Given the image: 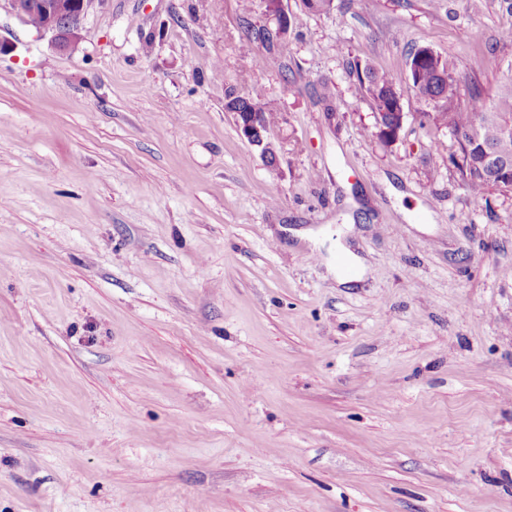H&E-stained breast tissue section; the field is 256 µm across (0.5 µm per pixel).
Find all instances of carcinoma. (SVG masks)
Here are the masks:
<instances>
[{
	"label": "carcinoma",
	"instance_id": "carcinoma-1",
	"mask_svg": "<svg viewBox=\"0 0 512 512\" xmlns=\"http://www.w3.org/2000/svg\"><path fill=\"white\" fill-rule=\"evenodd\" d=\"M358 78L365 84L366 92L377 111L384 113V122L394 123V109L390 104V95L395 90L393 79L380 73L370 65L356 67ZM422 87L430 91L442 106L429 114L434 124L453 130L478 129L477 142L462 146L470 156L471 162L465 172L466 185L475 196H481L494 185L482 164L483 149L507 151L512 154V78L499 84L490 99H485L482 90L474 85L471 89L470 103L466 107L459 105L461 75L457 67L440 55L419 73ZM224 110L227 112H262L266 120L270 113L249 98L235 94L230 90L225 96Z\"/></svg>",
	"mask_w": 512,
	"mask_h": 512
}]
</instances>
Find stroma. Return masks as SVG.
Wrapping results in <instances>:
<instances>
[{
	"label": "stroma",
	"mask_w": 512,
	"mask_h": 512,
	"mask_svg": "<svg viewBox=\"0 0 512 512\" xmlns=\"http://www.w3.org/2000/svg\"><path fill=\"white\" fill-rule=\"evenodd\" d=\"M284 5L91 0L72 54L0 5V512H512V191L407 68L492 95L512 5ZM265 7L270 10L269 15H272L277 20V29L273 33L271 30L267 29L269 33H266V36H270L271 38L275 35L276 37H282L288 34V30L290 29V16L288 15V11L284 9L283 0H263ZM356 72L360 81L365 84L366 92L376 110L379 113L384 112V122L387 126H391L394 123L393 112H396L391 107L389 99L393 91L396 90L393 79L385 73L378 72L369 64H364L363 67L357 65ZM378 112H376L375 127L378 131L381 129L388 132L387 129L381 127V115ZM224 109L227 112H234L236 126L248 143L261 148L262 154L267 159H272L271 152L268 151L272 149L268 140L270 126L267 124L271 123L270 113L260 104L236 95L232 90L225 96Z\"/></svg>",
	"instance_id": "stroma-1"
}]
</instances>
